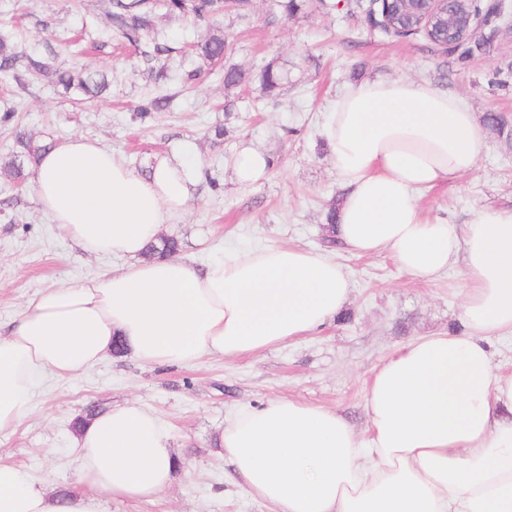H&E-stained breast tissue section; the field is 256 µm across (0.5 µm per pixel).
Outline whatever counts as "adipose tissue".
<instances>
[{
  "label": "adipose tissue",
  "instance_id": "1",
  "mask_svg": "<svg viewBox=\"0 0 512 512\" xmlns=\"http://www.w3.org/2000/svg\"><path fill=\"white\" fill-rule=\"evenodd\" d=\"M323 136L347 188L337 239L355 255L390 252L420 278L463 260L468 329L419 338L377 369L368 440L334 409L278 398L238 410L216 455L279 512H512V373L495 370L487 342L512 334V208H476L459 227L418 204L484 154L473 112L425 82L375 80L336 99ZM199 177L191 150L146 174L82 136L41 156L32 182L51 223L83 253L127 263L42 290L0 332V433L28 417L46 375L77 376L114 348L154 366L238 357L309 335L345 307L349 277L325 254L281 246L201 267L147 257ZM73 454L62 493L0 463V512H105L108 497L155 498L177 468L171 424L133 402L84 422Z\"/></svg>",
  "mask_w": 512,
  "mask_h": 512
}]
</instances>
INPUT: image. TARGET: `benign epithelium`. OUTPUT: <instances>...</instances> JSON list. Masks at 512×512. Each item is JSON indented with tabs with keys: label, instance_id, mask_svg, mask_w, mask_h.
I'll return each instance as SVG.
<instances>
[{
	"label": "benign epithelium",
	"instance_id": "benign-epithelium-1",
	"mask_svg": "<svg viewBox=\"0 0 512 512\" xmlns=\"http://www.w3.org/2000/svg\"><path fill=\"white\" fill-rule=\"evenodd\" d=\"M372 5L391 6L396 9V16L373 8L370 27L385 25L388 33L399 37L421 32L428 39L442 30L443 36L436 40L442 49H467L481 24L477 0H372Z\"/></svg>",
	"mask_w": 512,
	"mask_h": 512
}]
</instances>
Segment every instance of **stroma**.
<instances>
[{"mask_svg": "<svg viewBox=\"0 0 512 512\" xmlns=\"http://www.w3.org/2000/svg\"><path fill=\"white\" fill-rule=\"evenodd\" d=\"M275 16L273 0H251L247 18L228 14L217 29L224 61L204 65L190 49L198 34L188 19L159 14L154 35L179 51L164 63L170 77L145 78L136 47L116 41L109 0H0V33L35 58L55 55L64 67L106 75L95 98L64 95L50 79L26 87L0 82V165L21 151L20 138L59 143L81 135L110 148L140 173L156 157L196 151L210 179L192 191L186 212L163 228L180 257L202 265L231 251L295 246L329 253L351 282L349 301L321 331L237 357H205L179 367H150L112 355L73 378H50L15 431L0 434V460L23 466L59 489L74 480L68 462L73 422L135 401L167 419L182 460L170 489L149 501L105 503L107 512H275L254 498L213 441L235 412L276 398L336 409L367 439L365 399L374 370L398 348L423 337L463 330L467 280L462 265L430 279L402 271L388 253L356 257L329 245L327 213L346 189L321 134L323 114L352 85L377 79L430 83L462 98L475 113L487 151L468 174L440 183L420 201L425 215L464 223L481 206L512 208V0H478L481 26L469 55L435 47L421 34L380 36L363 0H299ZM274 63L285 74L277 96L257 72ZM235 65L245 81L225 86ZM197 71L195 80L182 76ZM171 96L168 108L139 119L142 100ZM252 148L269 161L259 185L234 176L238 153ZM117 258L77 251L44 215L31 179L0 181V325L39 291L120 268Z\"/></svg>", "mask_w": 512, "mask_h": 512, "instance_id": "1", "label": "stroma"}]
</instances>
